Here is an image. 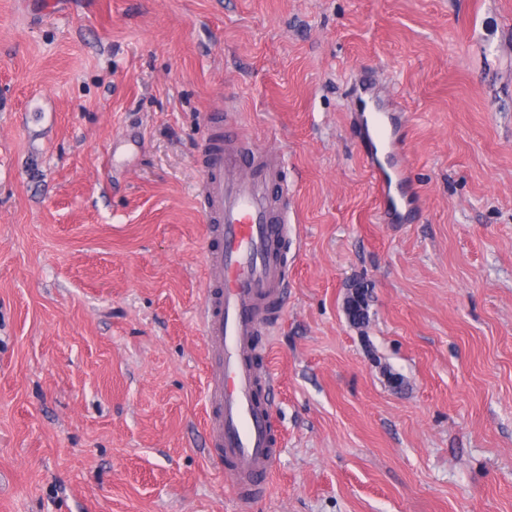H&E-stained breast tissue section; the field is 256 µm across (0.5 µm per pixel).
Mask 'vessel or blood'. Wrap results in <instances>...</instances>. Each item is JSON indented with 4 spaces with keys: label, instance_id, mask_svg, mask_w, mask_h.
<instances>
[{
    "label": "vessel or blood",
    "instance_id": "vessel-or-blood-1",
    "mask_svg": "<svg viewBox=\"0 0 512 512\" xmlns=\"http://www.w3.org/2000/svg\"><path fill=\"white\" fill-rule=\"evenodd\" d=\"M361 143L382 210L407 213L420 193L409 169V118L372 78L359 85ZM283 154L245 134L210 140L201 158L207 272L200 312L208 344L204 385L207 461L225 472L240 512H250L274 472L278 435L260 374L256 336L279 320L288 287L281 249L292 222Z\"/></svg>",
    "mask_w": 512,
    "mask_h": 512
}]
</instances>
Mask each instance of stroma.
Returning a JSON list of instances; mask_svg holds the SVG:
<instances>
[{
  "mask_svg": "<svg viewBox=\"0 0 512 512\" xmlns=\"http://www.w3.org/2000/svg\"><path fill=\"white\" fill-rule=\"evenodd\" d=\"M364 74L412 117L408 224ZM229 104L296 219L254 512H512V0H0V512H238L198 318ZM371 77L359 85L357 111L360 112L361 143L376 187L380 209L401 217L421 196L410 176L411 160L406 148L410 118L399 102L387 95Z\"/></svg>",
  "mask_w": 512,
  "mask_h": 512,
  "instance_id": "1",
  "label": "stroma"
}]
</instances>
